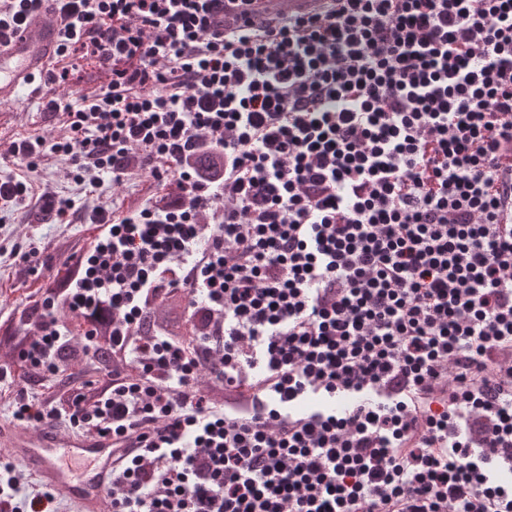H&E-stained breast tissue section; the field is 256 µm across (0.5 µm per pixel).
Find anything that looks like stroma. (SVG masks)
I'll return each mask as SVG.
<instances>
[{"instance_id": "stroma-1", "label": "stroma", "mask_w": 512, "mask_h": 512, "mask_svg": "<svg viewBox=\"0 0 512 512\" xmlns=\"http://www.w3.org/2000/svg\"><path fill=\"white\" fill-rule=\"evenodd\" d=\"M67 128L61 114L40 110L38 104L20 106L0 104V180L14 174L15 169L6 156L13 141L39 137L52 143L66 137ZM41 189L72 198L75 213L70 222L56 223L51 214L41 208L21 205L0 210V279L11 281L16 291L0 298V317L15 310L22 290L36 278L47 277L61 255L56 244L80 238L86 216L95 210H110L124 204L141 202L139 178L132 177L121 183L104 180L95 195H87L74 179L66 158H57L42 166L37 173Z\"/></svg>"}]
</instances>
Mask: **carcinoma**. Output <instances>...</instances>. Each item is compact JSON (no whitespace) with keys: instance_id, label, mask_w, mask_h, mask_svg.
Listing matches in <instances>:
<instances>
[{"instance_id":"carcinoma-1","label":"carcinoma","mask_w":512,"mask_h":512,"mask_svg":"<svg viewBox=\"0 0 512 512\" xmlns=\"http://www.w3.org/2000/svg\"><path fill=\"white\" fill-rule=\"evenodd\" d=\"M76 247L75 242H65L59 246L64 259L56 273L44 282L45 297L50 299L51 303L30 304L25 309L14 312L15 325L6 330L0 328L1 353L12 358L24 350L26 344L33 340L32 329L39 327V323L48 316L77 327L84 324L99 332L111 328L110 306H93L75 312L67 303L70 283L78 270V266L70 260ZM183 316V308L178 300L162 297L156 300L151 308L143 311L140 322L143 336L148 338L158 331L168 336H180L184 331ZM58 362L60 371L69 370L76 379L99 383L112 367V348L100 343L92 354H85L82 352L81 334L77 332L68 344L60 348Z\"/></svg>"}]
</instances>
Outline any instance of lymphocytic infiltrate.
Returning a JSON list of instances; mask_svg holds the SVG:
<instances>
[{
  "label": "lymphocytic infiltrate",
  "instance_id": "f902f5d3",
  "mask_svg": "<svg viewBox=\"0 0 512 512\" xmlns=\"http://www.w3.org/2000/svg\"><path fill=\"white\" fill-rule=\"evenodd\" d=\"M211 2L55 0L51 82L74 57L103 81L47 101L68 135L11 145L0 205L57 155L90 194L141 171L145 203L91 217L75 255L72 304L112 308L109 386L58 388L74 328L45 320L14 419L139 433L112 512H512V0H338L231 33ZM169 294L206 326L143 338ZM54 500L0 469V512Z\"/></svg>",
  "mask_w": 512,
  "mask_h": 512
}]
</instances>
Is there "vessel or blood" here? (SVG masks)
<instances>
[{
    "instance_id": "obj_1",
    "label": "vessel or blood",
    "mask_w": 512,
    "mask_h": 512,
    "mask_svg": "<svg viewBox=\"0 0 512 512\" xmlns=\"http://www.w3.org/2000/svg\"><path fill=\"white\" fill-rule=\"evenodd\" d=\"M335 0H237L233 9L218 16L226 30L242 25L244 19L274 22L284 17H308L335 9ZM62 26L52 4L30 14L21 27L0 36V103L21 97L36 101L44 91L47 73L53 69ZM135 436L84 437L53 424L31 434L17 426H0V446L10 449L45 485L60 490L79 512H105L106 494L112 484V468L118 458L128 456ZM80 458L88 467L80 479H72L63 461Z\"/></svg>"
}]
</instances>
